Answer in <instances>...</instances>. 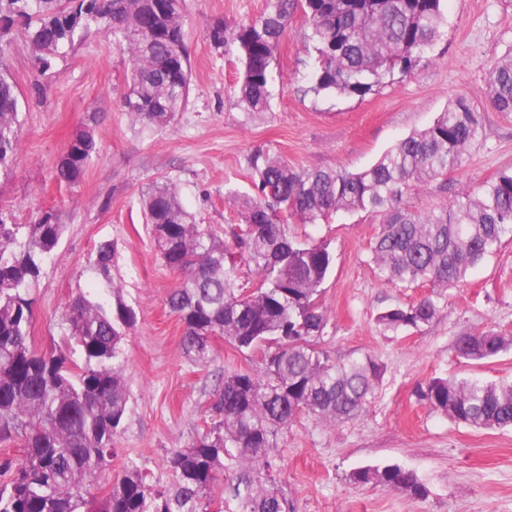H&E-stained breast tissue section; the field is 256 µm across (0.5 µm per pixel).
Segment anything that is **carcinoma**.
<instances>
[{
	"instance_id": "cac0c4a2",
	"label": "carcinoma",
	"mask_w": 512,
	"mask_h": 512,
	"mask_svg": "<svg viewBox=\"0 0 512 512\" xmlns=\"http://www.w3.org/2000/svg\"><path fill=\"white\" fill-rule=\"evenodd\" d=\"M443 2L267 0L259 16L233 29L216 22L210 38L241 62L238 101L254 118L270 106L272 64L290 10L300 8L310 28L306 50L315 64L307 91L363 97L414 70L440 35ZM186 14L187 0H0V55L20 19L45 66L95 24L130 59L124 111L140 130L154 132L172 127L190 94ZM485 83L491 107L512 113V48L490 65ZM19 114L16 85L0 71L1 173L20 157ZM482 127L472 99L458 96L431 125L361 171L299 170L257 149L248 161L255 192L233 195L238 224L226 241L196 222L173 183H155L143 194L155 249L180 276L167 305L182 323L185 352L206 362L219 336L242 353H264L261 370L224 375L213 422L168 459L169 487L134 461L106 472L129 411L122 340L134 321L112 283V244H100L89 262L105 289L73 297L60 342L40 353L31 342L32 288L64 225L50 211L35 224H10L0 215V440L19 438L23 448L18 461L0 459V512H207L219 472L230 477L224 512H294L274 485L279 432L302 414L327 424L358 417L382 367L370 356L337 362L319 347L330 321L322 293L334 257L324 244L298 240L289 225L326 223L340 211L379 216L370 242L376 275L390 287L425 284L433 292L382 310L377 322L392 332L430 325L445 292L512 236V168L425 213L400 203L410 190L446 184ZM96 152L93 133L77 131L55 166L56 181L76 184ZM244 266L258 285L245 300L237 284ZM510 349L512 338L492 330L455 342L457 355L471 361ZM415 395L457 423L512 427V382L432 378ZM102 479L108 490L98 498L90 488ZM352 479L424 494L416 475L398 465L362 467Z\"/></svg>"
}]
</instances>
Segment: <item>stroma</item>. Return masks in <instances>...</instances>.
<instances>
[{
	"instance_id": "obj_1",
	"label": "stroma",
	"mask_w": 512,
	"mask_h": 512,
	"mask_svg": "<svg viewBox=\"0 0 512 512\" xmlns=\"http://www.w3.org/2000/svg\"><path fill=\"white\" fill-rule=\"evenodd\" d=\"M265 0H190L185 22L191 90L172 128L142 132L121 100L130 62L112 36L97 29L40 72L24 25H15L0 65L17 85L20 161L0 175V212L18 224L57 213L66 232L45 263L33 293V345L59 342L65 308L77 292L98 293L88 261L98 245H114V283L135 316L124 340L130 412L117 436L112 470L133 460L154 481H170L169 456L206 430L224 375L257 370L261 356L214 338V356L192 362L181 348L182 325L165 304L178 278L163 266L150 239L140 197L157 182L177 186L198 223L225 237L233 221L228 193H249L248 158L256 149L280 154L298 169L370 166L410 132L430 125L457 95L476 97L483 130L446 187L431 185L404 200L425 211L512 167V114L495 112L482 94L491 62L512 47V0H444L447 23L410 76L365 97L307 93L313 58L304 50L302 11L273 63L270 108L247 118L234 102L241 65L214 48L211 26L258 16ZM90 129L99 147L80 182L59 185L54 165L73 134ZM378 216L339 213L291 230L335 256L323 301L330 312L321 347L332 359L370 356L384 367L378 395L358 418L332 425L303 415L278 439L275 479L295 512H512V429H474L417 402L418 385L434 377L512 381V350L487 361L456 357L463 333L495 330L512 337V238L448 291L429 326L384 331L377 314L428 295V287L390 288L369 264ZM397 464L425 488L421 497L384 485H359L361 466Z\"/></svg>"
}]
</instances>
